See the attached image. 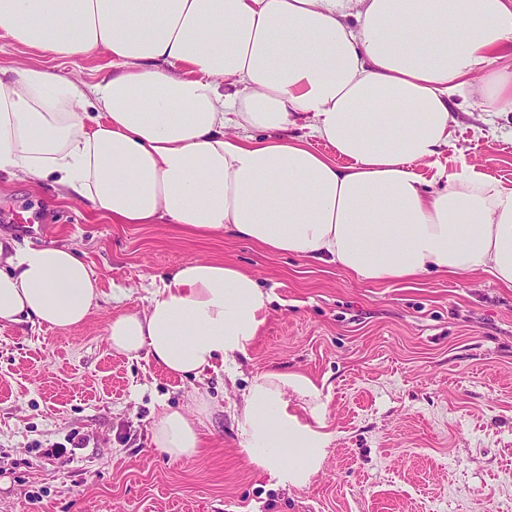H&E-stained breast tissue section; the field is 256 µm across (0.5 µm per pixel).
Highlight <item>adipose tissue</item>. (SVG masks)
Masks as SVG:
<instances>
[{"instance_id":"adipose-tissue-1","label":"adipose tissue","mask_w":512,"mask_h":512,"mask_svg":"<svg viewBox=\"0 0 512 512\" xmlns=\"http://www.w3.org/2000/svg\"><path fill=\"white\" fill-rule=\"evenodd\" d=\"M0 37L62 58L100 49L112 69L72 80L0 69V171L50 181L120 224L223 231L382 282L479 273L512 287V188L435 164L457 104L512 112V0H0ZM302 126L304 134L282 138ZM263 138H255V131ZM321 140L336 165L310 147ZM100 296L67 247L0 235V324H82ZM272 296L232 264L189 261L143 311L112 319L110 347L167 373L233 371ZM297 374L254 378L237 406L248 460L298 485L328 441L288 411ZM195 414L163 407L152 441L175 459L202 444Z\"/></svg>"}]
</instances>
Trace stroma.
<instances>
[{"mask_svg":"<svg viewBox=\"0 0 512 512\" xmlns=\"http://www.w3.org/2000/svg\"><path fill=\"white\" fill-rule=\"evenodd\" d=\"M112 59L57 58L0 38V68L41 65L93 80ZM512 187V112L456 111L439 156ZM0 234L67 245L98 281V305L69 329L0 326V512H512V288L473 275L361 281L333 264L274 254L228 234L115 224L57 186L0 172ZM232 263L273 296L240 373L169 375L114 352L109 321L143 310L154 281L191 260ZM306 377L331 438L305 484L247 459L233 406L255 376ZM197 455L152 442L156 411L193 412ZM72 457L36 462L69 435Z\"/></svg>","mask_w":512,"mask_h":512,"instance_id":"obj_1","label":"stroma"}]
</instances>
